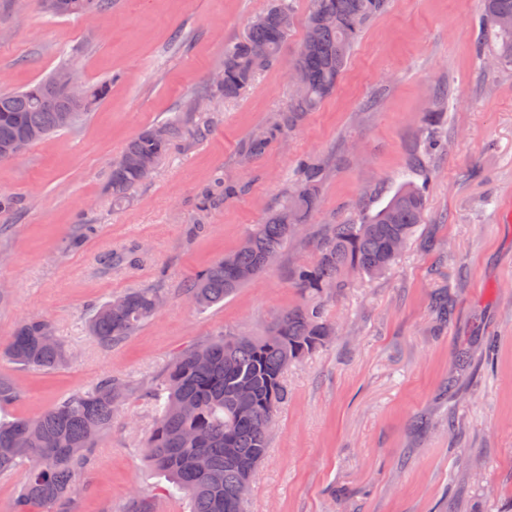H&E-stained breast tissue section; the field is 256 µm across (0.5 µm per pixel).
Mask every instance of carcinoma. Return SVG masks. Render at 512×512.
<instances>
[{"label":"carcinoma","instance_id":"obj_1","mask_svg":"<svg viewBox=\"0 0 512 512\" xmlns=\"http://www.w3.org/2000/svg\"><path fill=\"white\" fill-rule=\"evenodd\" d=\"M112 0H39V8L55 17H79L106 10ZM390 0H311L300 49L292 67L302 74L293 85L288 107L253 134L241 148L245 158H257L284 139L310 112L319 110L340 80L354 44ZM474 40L476 53L492 38L494 65L512 70V0H482ZM263 22L250 24L246 36L224 46V84H205L197 98L217 95L232 99L256 76L278 63L280 51L294 25L288 0H269L260 13ZM43 81L14 92H0V160L27 133L41 141L85 120L108 95L112 81L87 88L73 119L61 120L62 105L39 100ZM445 97L434 95L424 113L419 146L410 158L418 184H401L378 211L353 224H327L315 241V256L296 264L289 277L302 296L300 303L281 312L260 335L221 332L185 349L158 377L146 398L153 411L144 443L150 464L170 482L167 493H180L191 512H244L237 496L244 469L260 465L269 444V425L288 398L284 376L288 367L325 346L335 327L325 301L346 286L357 272L369 278L385 273L400 257L407 241L422 223L426 183L433 174V157L447 149L438 136ZM184 125L178 119L141 131L112 163V202L126 200L151 171L141 160L159 161ZM325 165L305 157L296 166V186L247 233L250 245L214 260L186 288L198 309H206L251 282L279 257L288 239L303 231L320 206ZM164 303L159 288H135L112 297L90 317L87 329L100 345L110 348L131 336ZM71 352L43 317L22 321L0 358L33 372L65 366ZM130 391L126 379L104 377L85 390L59 398L34 417L0 423V479L24 473L13 512H76L77 478L93 468L95 448L112 429V418ZM17 382L0 375V406L20 401ZM155 499L133 494L126 512H156Z\"/></svg>","mask_w":512,"mask_h":512}]
</instances>
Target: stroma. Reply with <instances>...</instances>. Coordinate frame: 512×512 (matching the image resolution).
I'll return each instance as SVG.
<instances>
[{
	"mask_svg": "<svg viewBox=\"0 0 512 512\" xmlns=\"http://www.w3.org/2000/svg\"><path fill=\"white\" fill-rule=\"evenodd\" d=\"M268 0H113L84 17L52 18L36 0H0V90L72 62L82 81L112 79L103 104L75 129L0 161V343L44 317L73 351L35 373L0 360L24 394L0 421L35 417L60 397L115 376L131 391L78 480L79 512H124L133 492L161 512H190L163 493L142 444L152 424L144 390L184 349L218 332L257 335L301 296L288 270L313 258L321 225L352 224L383 206L408 172L422 116L448 91L423 224L396 264L353 273L327 303L329 343L293 365L245 512H512V71L476 55L480 0H391L361 34L333 93L283 142L246 161L243 142L283 109L289 66L310 0H290L294 26L278 65L237 99L196 103L224 47ZM190 113L186 134L128 202L113 206L110 166L142 130ZM323 161L321 204L278 260L224 303L200 311L184 290L235 249L295 186L296 162ZM226 180L244 193L201 211ZM140 251L128 265L127 250ZM132 288H160V312L103 348L85 318ZM453 311L440 325L434 295ZM469 352L467 371L457 355Z\"/></svg>",
	"mask_w": 512,
	"mask_h": 512,
	"instance_id": "obj_1",
	"label": "stroma"
}]
</instances>
